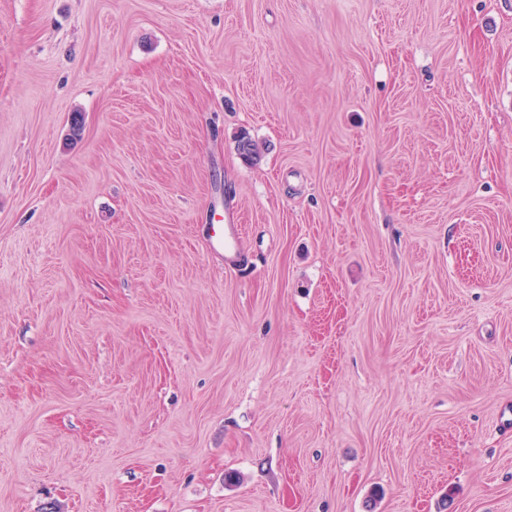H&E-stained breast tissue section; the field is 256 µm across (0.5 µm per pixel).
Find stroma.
<instances>
[{"label": "stroma", "mask_w": 512, "mask_h": 512, "mask_svg": "<svg viewBox=\"0 0 512 512\" xmlns=\"http://www.w3.org/2000/svg\"><path fill=\"white\" fill-rule=\"evenodd\" d=\"M0 512H512V0H0Z\"/></svg>", "instance_id": "obj_1"}]
</instances>
